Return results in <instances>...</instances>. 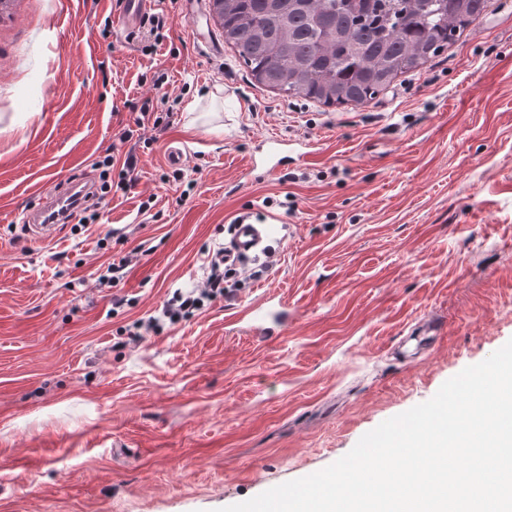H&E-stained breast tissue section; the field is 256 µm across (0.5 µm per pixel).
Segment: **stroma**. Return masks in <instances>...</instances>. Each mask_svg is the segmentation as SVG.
Wrapping results in <instances>:
<instances>
[{
  "instance_id": "stroma-1",
  "label": "stroma",
  "mask_w": 512,
  "mask_h": 512,
  "mask_svg": "<svg viewBox=\"0 0 512 512\" xmlns=\"http://www.w3.org/2000/svg\"><path fill=\"white\" fill-rule=\"evenodd\" d=\"M153 10L156 39L119 24V0L0 6V512H219L329 466L512 339V0L339 109L253 85L209 0L196 21L181 0ZM145 106L162 125L120 141ZM272 133L313 156L248 175ZM131 150L124 187L100 161ZM82 176L110 186L93 220L30 235L33 186ZM243 217L272 227L246 265L263 276L129 340ZM269 295L288 327L260 338L237 317Z\"/></svg>"
}]
</instances>
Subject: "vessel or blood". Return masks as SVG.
<instances>
[{"label":"vessel or blood","instance_id":"1","mask_svg":"<svg viewBox=\"0 0 512 512\" xmlns=\"http://www.w3.org/2000/svg\"><path fill=\"white\" fill-rule=\"evenodd\" d=\"M123 2V25L129 29L141 25L150 0H123ZM264 145L265 151L262 157L250 159L251 170L269 174L287 166L286 140L271 136L265 139ZM90 192V186L82 180L69 182L58 189H38L37 205L24 215L30 234L38 238H47L56 233L61 225L73 220ZM270 231V225L251 224L242 219L238 220L229 228L230 242L225 249L226 258L255 252L265 243ZM284 310L282 301L270 296L263 302L244 310L243 316L250 321L251 328L257 335L266 336L270 333L271 325L281 324Z\"/></svg>","mask_w":512,"mask_h":512}]
</instances>
